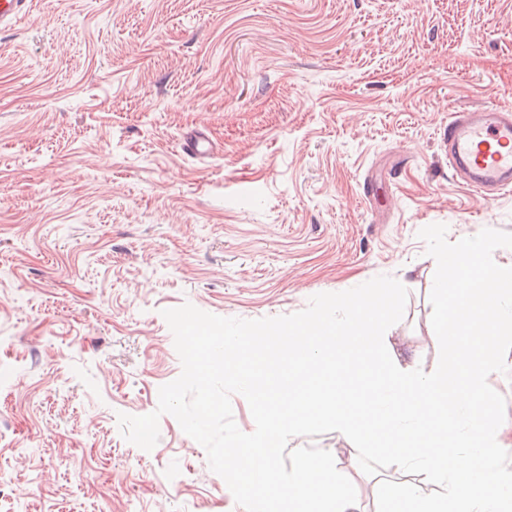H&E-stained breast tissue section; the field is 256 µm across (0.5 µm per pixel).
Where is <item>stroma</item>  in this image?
<instances>
[{
	"instance_id": "stroma-1",
	"label": "stroma",
	"mask_w": 512,
	"mask_h": 512,
	"mask_svg": "<svg viewBox=\"0 0 512 512\" xmlns=\"http://www.w3.org/2000/svg\"><path fill=\"white\" fill-rule=\"evenodd\" d=\"M482 105L512 107V0H30L0 30V512H244L172 415L121 433L181 373L163 310L390 275L429 366L419 231L512 233L443 147ZM212 147V143L204 130L191 131L182 142V150L198 158L207 157Z\"/></svg>"
}]
</instances>
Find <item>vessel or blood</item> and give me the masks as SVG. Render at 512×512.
Returning a JSON list of instances; mask_svg holds the SVG:
<instances>
[{
  "label": "vessel or blood",
  "instance_id": "b4317fda",
  "mask_svg": "<svg viewBox=\"0 0 512 512\" xmlns=\"http://www.w3.org/2000/svg\"><path fill=\"white\" fill-rule=\"evenodd\" d=\"M28 0H0V29L25 14ZM443 143L456 178L485 199L512 190V110L484 106L456 112L448 120ZM185 153L204 158L212 150L205 131H191L182 142Z\"/></svg>",
  "mask_w": 512,
  "mask_h": 512
}]
</instances>
